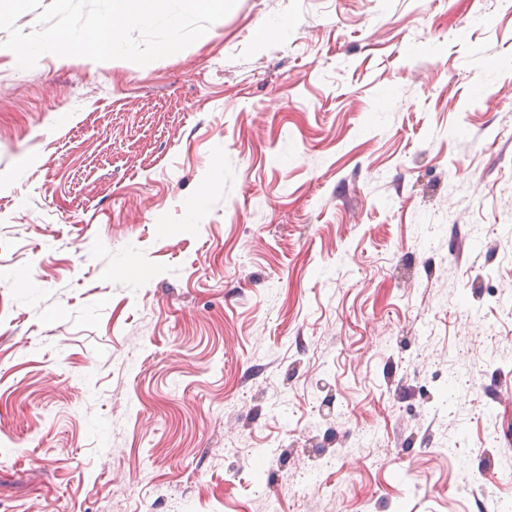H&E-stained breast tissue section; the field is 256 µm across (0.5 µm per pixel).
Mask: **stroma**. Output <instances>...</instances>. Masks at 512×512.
I'll return each mask as SVG.
<instances>
[{
    "mask_svg": "<svg viewBox=\"0 0 512 512\" xmlns=\"http://www.w3.org/2000/svg\"><path fill=\"white\" fill-rule=\"evenodd\" d=\"M7 38L0 512L512 504V0H236L145 66Z\"/></svg>",
    "mask_w": 512,
    "mask_h": 512,
    "instance_id": "obj_1",
    "label": "stroma"
}]
</instances>
